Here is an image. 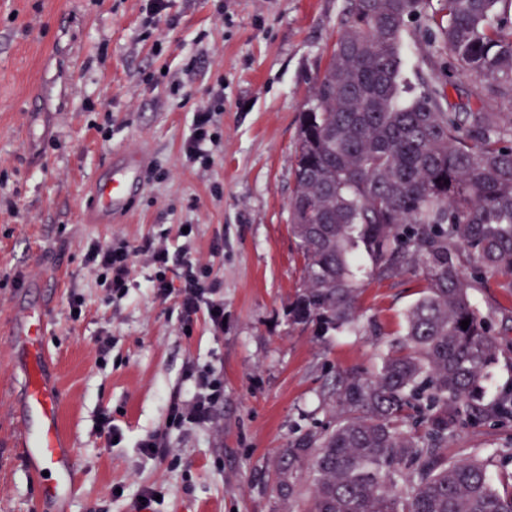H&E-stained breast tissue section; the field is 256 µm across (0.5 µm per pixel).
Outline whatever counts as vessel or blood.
<instances>
[{"mask_svg":"<svg viewBox=\"0 0 512 512\" xmlns=\"http://www.w3.org/2000/svg\"><path fill=\"white\" fill-rule=\"evenodd\" d=\"M144 167L145 158L139 153H125L114 161L111 175L94 185L89 199L90 222L106 224L125 211L134 181ZM23 334L29 364L24 386L25 412L20 423L22 458L31 473L55 474V482L43 484L41 494L60 501L71 486L73 463L64 442L59 401L45 383L48 359L40 345L43 326L28 323Z\"/></svg>","mask_w":512,"mask_h":512,"instance_id":"vessel-or-blood-1","label":"vessel or blood"}]
</instances>
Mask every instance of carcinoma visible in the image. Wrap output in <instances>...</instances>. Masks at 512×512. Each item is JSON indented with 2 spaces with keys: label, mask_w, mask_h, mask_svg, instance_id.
<instances>
[{
  "label": "carcinoma",
  "mask_w": 512,
  "mask_h": 512,
  "mask_svg": "<svg viewBox=\"0 0 512 512\" xmlns=\"http://www.w3.org/2000/svg\"><path fill=\"white\" fill-rule=\"evenodd\" d=\"M431 2L349 0L301 113L288 224L304 287L289 319L354 331L368 281H426L377 371L336 378L333 425L289 446L288 494L294 463L310 470L305 512H512L484 462L446 453L454 428L508 414L501 398L479 403L498 341L470 290L488 274L512 281V0H437L429 16ZM421 18L448 55L441 85L406 76L403 34ZM463 79L507 111L451 101Z\"/></svg>",
  "instance_id": "1"
}]
</instances>
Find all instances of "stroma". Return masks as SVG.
<instances>
[{
  "label": "stroma",
  "instance_id": "35a3bbf8",
  "mask_svg": "<svg viewBox=\"0 0 512 512\" xmlns=\"http://www.w3.org/2000/svg\"><path fill=\"white\" fill-rule=\"evenodd\" d=\"M346 0H168L175 26H148L150 0H0V512H51L40 480L12 448L22 404L26 316L41 315L48 379L74 450L66 512H302L312 495L279 487L285 450L332 423L327 385L373 372L375 320L398 335L425 283L406 275L366 284L365 319L352 333H319L288 318L301 260L288 230L300 114L337 39ZM223 88V103L213 89ZM213 112L209 161L183 144L195 112ZM148 157L142 190L109 224L83 218L84 199L114 153ZM190 224V238L178 235ZM186 249L208 266L224 300V330L205 313L191 326L175 297L145 286L156 267L145 240ZM135 249L133 284L112 300L89 243ZM84 299L80 319L72 295ZM499 333L482 399L512 392V288L490 276L471 293ZM112 338L107 356L97 338ZM212 368L224 399L212 424L167 428L171 395L190 398L186 364ZM111 412L122 432L97 428ZM166 431L169 452L143 456L145 436ZM452 460L481 458L500 487L512 485V417L457 428ZM123 487L113 495V487Z\"/></svg>",
  "mask_w": 512,
  "mask_h": 512
}]
</instances>
